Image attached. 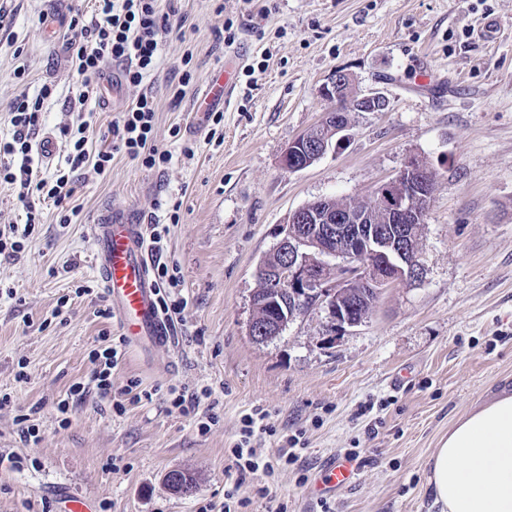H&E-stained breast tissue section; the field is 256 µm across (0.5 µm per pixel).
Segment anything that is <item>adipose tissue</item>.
Returning <instances> with one entry per match:
<instances>
[{"label":"adipose tissue","instance_id":"ef3b65f1","mask_svg":"<svg viewBox=\"0 0 512 512\" xmlns=\"http://www.w3.org/2000/svg\"><path fill=\"white\" fill-rule=\"evenodd\" d=\"M428 466L441 512H512V394L459 419Z\"/></svg>","mask_w":512,"mask_h":512}]
</instances>
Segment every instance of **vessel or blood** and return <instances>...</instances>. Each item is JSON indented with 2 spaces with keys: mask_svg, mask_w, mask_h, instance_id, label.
Masks as SVG:
<instances>
[{
  "mask_svg": "<svg viewBox=\"0 0 512 512\" xmlns=\"http://www.w3.org/2000/svg\"><path fill=\"white\" fill-rule=\"evenodd\" d=\"M240 57L229 53L224 68L216 72L194 106L196 116H205L215 104H230L232 74ZM95 242L93 267L106 293L112 314L129 343L147 352L173 342L174 327L158 306V288L152 277V261L145 243L144 227L123 213L106 207L89 227ZM357 472L354 462L332 458L315 482L323 496L350 485Z\"/></svg>",
  "mask_w": 512,
  "mask_h": 512,
  "instance_id": "1",
  "label": "vessel or blood"
}]
</instances>
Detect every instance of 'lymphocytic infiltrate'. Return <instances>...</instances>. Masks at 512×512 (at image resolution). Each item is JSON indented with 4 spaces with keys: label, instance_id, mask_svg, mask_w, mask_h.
<instances>
[{
    "label": "lymphocytic infiltrate",
    "instance_id": "lymphocytic-infiltrate-1",
    "mask_svg": "<svg viewBox=\"0 0 512 512\" xmlns=\"http://www.w3.org/2000/svg\"><path fill=\"white\" fill-rule=\"evenodd\" d=\"M187 23L186 15L177 8L160 11L157 0H94V15L89 19L82 9H75L69 27L77 40L70 45V61L81 79V97L93 95L95 80L108 61L121 66L125 83L137 88L138 94L108 127L111 149L90 154L87 122L63 126L65 165L49 179L40 176L35 164L33 138L42 125L44 102L52 96V87L42 86L36 96L23 94L9 102L7 112L13 134L0 139V186L15 194L26 221L21 227L0 226V257L8 259L23 250L25 240L41 221L45 203H53L62 211L64 223H71L78 216L77 207L71 204L77 172L90 166L97 173H106L118 153L140 161L148 169L163 167L171 161V153L159 148L154 140L157 102L145 81L155 70L166 39L182 34ZM153 275L162 313L170 319L177 317L187 305L186 300L177 296V269L158 260ZM275 433L266 411L259 409L244 417L242 438L231 450L232 466L239 475L273 473L272 461L262 459L251 441L259 435Z\"/></svg>",
    "mask_w": 512,
    "mask_h": 512
}]
</instances>
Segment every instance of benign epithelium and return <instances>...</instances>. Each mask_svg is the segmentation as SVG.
<instances>
[{
	"mask_svg": "<svg viewBox=\"0 0 512 512\" xmlns=\"http://www.w3.org/2000/svg\"><path fill=\"white\" fill-rule=\"evenodd\" d=\"M346 79L338 71L320 87L322 96L336 100V108L326 112L318 125L328 133L294 139L282 155L283 169L294 173L319 160L330 139L349 130V113L386 108L387 101L376 93L344 88ZM426 174L412 157L368 200L332 209L329 200L321 198L292 212L279 228L280 239L272 251L282 261L274 267L261 261L257 272L264 273L267 285L252 298L253 307L267 304L276 315L263 325H250V335L267 341L319 306L326 313L327 340L333 344L346 329L369 317L386 286L418 279L420 230L433 190ZM373 205L384 208L387 223L372 222Z\"/></svg>",
	"mask_w": 512,
	"mask_h": 512,
	"instance_id": "1",
	"label": "benign epithelium"
}]
</instances>
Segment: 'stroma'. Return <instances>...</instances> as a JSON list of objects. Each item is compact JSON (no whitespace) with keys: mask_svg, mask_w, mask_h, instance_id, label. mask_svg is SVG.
Instances as JSON below:
<instances>
[{"mask_svg":"<svg viewBox=\"0 0 512 512\" xmlns=\"http://www.w3.org/2000/svg\"><path fill=\"white\" fill-rule=\"evenodd\" d=\"M276 12L247 15L242 0H180L190 20L170 37L149 78L156 96L154 139L166 167L115 157L110 171L84 169L65 224L48 205L17 256L0 261V512H56L71 491L98 512H200L222 507L237 473L229 455L251 408L270 411L285 434H301L302 466H278L267 482L288 512H438L428 461L453 423L512 392V0H276ZM72 0H0V138L11 137L8 103L50 85L43 132L87 120L89 148L136 96L124 88L102 105L105 88L80 100L69 30L53 34L46 14ZM234 45L219 36L225 18ZM495 21L491 39L480 38ZM243 70L224 108V139L192 128V106L227 50ZM192 52V83L173 102L169 74ZM25 68V80L15 79ZM360 90L383 94V112H354L342 139L309 168L291 173L281 156L335 103L319 89L335 71ZM180 126V140L169 130ZM193 155H185V146ZM411 157L436 174L422 228L415 281L386 288L370 316L335 344L313 308L277 338L249 334L256 267L290 213L318 198L363 199ZM181 200L162 259L177 265L188 305L174 343L142 354L125 346L115 387L138 381L152 400L88 394L69 417L56 409L70 386L88 381L90 352L119 336L98 317L95 243L88 226L103 205L148 224L155 203ZM90 294H83V287ZM207 386L200 411L219 416L208 433L172 412L167 390ZM30 414L38 443L15 418ZM358 451L355 482L328 498L311 491L326 460ZM190 472V494L171 490L167 472Z\"/></svg>","mask_w":512,"mask_h":512,"instance_id":"stroma-1","label":"stroma"}]
</instances>
